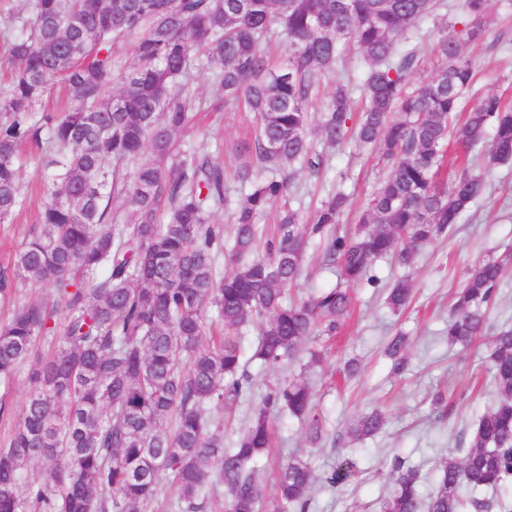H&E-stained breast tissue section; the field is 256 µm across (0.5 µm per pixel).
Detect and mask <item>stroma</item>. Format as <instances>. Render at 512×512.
I'll return each mask as SVG.
<instances>
[{
  "label": "stroma",
  "instance_id": "1",
  "mask_svg": "<svg viewBox=\"0 0 512 512\" xmlns=\"http://www.w3.org/2000/svg\"><path fill=\"white\" fill-rule=\"evenodd\" d=\"M489 12L486 39L465 45L464 53L478 64L476 91L512 104V0H490ZM256 125L254 114L229 106L221 112L193 115L178 142L186 148L207 141L217 158L230 164L235 147L250 141ZM35 154V147H24L22 177L30 190L23 206L0 222V274L11 273L16 250L37 229L49 190ZM385 172L370 147L350 136L337 145L319 172L298 166L288 187V204L307 220L329 192L342 190L348 204L339 228L349 231ZM488 180L487 198L463 215L453 233L421 248L411 267L398 266L387 257L378 259L372 267L378 286L352 289L344 328L323 363L307 374L314 403L325 419L327 438L310 444L305 423L285 414L275 417L272 459L258 464L261 481L270 482L275 460L294 453L306 456L314 474L323 476L338 460L333 437L344 433L361 414L380 408L386 413L381 432L354 445V480L339 491L315 487L311 512H379V502L389 490L388 465L396 456L418 468L423 493L432 491L436 460L454 452L461 432L473 425L491 401L486 349L452 348L445 338L448 302L466 270L479 260L503 256L512 247V162L495 166ZM400 278L409 279L413 298L408 309L395 313L386 305L383 286ZM401 332L407 334L410 346L407 367L397 375L383 349ZM351 358L359 363L353 377L342 371L344 361ZM307 359L303 353L277 369L247 363L253 391L236 403L235 424L224 432L225 447H232L257 394L266 385L299 373ZM439 392L447 394L449 401L436 408L431 400Z\"/></svg>",
  "mask_w": 512,
  "mask_h": 512
}]
</instances>
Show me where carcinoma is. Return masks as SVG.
Segmentation results:
<instances>
[{
  "label": "carcinoma",
  "instance_id": "1",
  "mask_svg": "<svg viewBox=\"0 0 512 512\" xmlns=\"http://www.w3.org/2000/svg\"><path fill=\"white\" fill-rule=\"evenodd\" d=\"M487 3L462 0L438 30L436 72L409 91L418 59L399 42L423 37L419 24L440 0H27L9 43L10 85L0 92V221L23 204L18 150L33 143L55 189L13 269L51 295L0 322V387L9 390L18 368L31 363L22 417L0 447V512H141L166 481L180 512H201L219 492L224 512H309L308 459L294 454L278 467L272 501L255 470L271 448L274 415L286 412L320 438L323 419L305 375L269 388L231 448L224 417L212 408L224 410L250 386L242 329H257L251 360L274 367L294 359L310 337L342 328L350 289L378 283L374 260L392 254L411 266L420 247L451 232L486 196L487 173H474L469 160L451 185L437 182L448 138L465 154L485 147L488 168L512 160V108L498 96L474 94L458 117L476 66L463 47L485 38ZM273 34L289 49L278 67L262 47ZM129 39L135 63L116 93L113 57ZM343 42L367 64L365 107L351 122L354 88L338 83L316 131L325 151L349 135L375 146L387 173L352 233L336 234L347 205L341 191L310 224L286 206L265 256L218 277L224 226L214 215L229 205V180L244 191L231 212V252L240 258L257 246V215L285 200L292 166L315 171L326 162L311 155L310 108ZM213 63L220 65L214 108L231 104L259 118L245 161L231 170L207 143L176 142L194 108L186 80ZM57 79L74 106L36 115ZM118 193L124 217L112 211ZM313 237L339 282L288 303ZM503 274L493 257L476 263L448 311V345L484 341L492 402L457 453L436 462L428 496L418 469L394 457L380 512H493L498 502L476 493L512 481V328L487 333ZM410 296V283L399 280L386 303L397 313ZM210 308L224 333L207 341ZM406 348L403 335L386 345L395 373L407 364ZM385 422L379 410L365 413L347 439L373 437ZM33 460L47 481L27 479ZM352 477L345 456L326 482L339 488Z\"/></svg>",
  "mask_w": 512,
  "mask_h": 512
}]
</instances>
